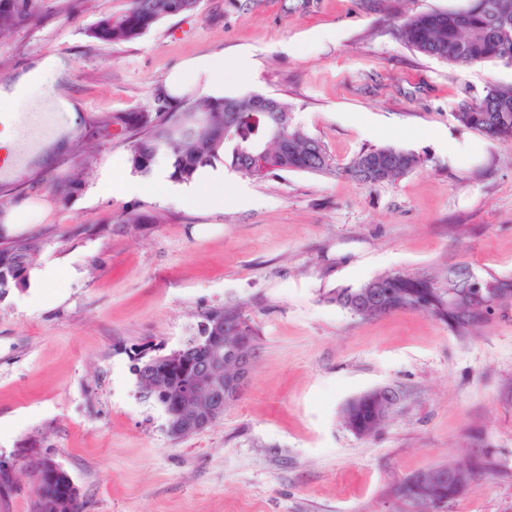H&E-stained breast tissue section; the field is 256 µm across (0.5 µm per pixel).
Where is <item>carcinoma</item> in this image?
<instances>
[{
    "mask_svg": "<svg viewBox=\"0 0 512 512\" xmlns=\"http://www.w3.org/2000/svg\"><path fill=\"white\" fill-rule=\"evenodd\" d=\"M198 4L199 0H127L123 10L102 17L88 35L107 45L129 43L165 18L195 11ZM42 17V0H0V36L33 27ZM398 36L415 51L451 65L490 61L512 65V0H469L463 9L413 15L401 23ZM259 98L261 94L252 93L210 101L186 95L172 104L159 97L154 111L123 112L112 118V124L130 133L128 162L141 174L150 173L160 156L169 159L171 177L182 181L220 158L236 171L256 178L288 171L336 173L321 142L293 124L287 105L277 100L276 111L257 112ZM252 117L264 130L258 140L238 133V127ZM455 119L488 138L512 142V85L490 88L479 102L455 113ZM260 152L264 153V167L249 168L250 158ZM419 164L415 154L384 146L360 152L341 173L378 186L397 181ZM39 252L36 238L0 235V289L24 281ZM327 299L361 319L416 311L446 322L455 335L468 337L512 312V280L491 274L485 278L484 288L475 292L449 275L442 283L429 273H391L357 288L333 290ZM221 322L224 335L236 337L240 350H259L257 328L241 306L227 304L204 316L179 354H158L138 362L137 382L145 397L154 399L166 412L176 411L179 398L201 376L209 360L207 340L217 335L215 327ZM368 395L366 391L357 396L342 410L344 425L359 437L370 436L381 427ZM492 466L488 452L451 464L470 470L473 477ZM31 478L32 512H80L78 494L70 487L66 471L41 476L33 472Z\"/></svg>",
    "mask_w": 512,
    "mask_h": 512,
    "instance_id": "1",
    "label": "carcinoma"
}]
</instances>
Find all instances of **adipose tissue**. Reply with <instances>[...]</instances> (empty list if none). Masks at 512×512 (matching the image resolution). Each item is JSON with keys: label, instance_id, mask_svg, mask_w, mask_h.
<instances>
[{"label": "adipose tissue", "instance_id": "ef3b65f1", "mask_svg": "<svg viewBox=\"0 0 512 512\" xmlns=\"http://www.w3.org/2000/svg\"><path fill=\"white\" fill-rule=\"evenodd\" d=\"M67 64L58 56H48L33 64L28 70L0 84V96L10 100L23 96V111L38 112L44 109L43 100L35 91L45 80H53L57 85L55 97L50 105L68 112H78L80 102L71 99L66 88ZM192 74L202 81L203 93L215 91L224 82V59L216 55H202L174 69L164 83V93L168 97L179 98L186 90L185 74ZM152 185L132 173L114 172L111 166L102 167L98 183L101 187L122 194H147L157 200L178 201L183 205H193L215 212L224 206V187L230 178L224 173V165L214 162L200 168L191 180L177 181L171 178L168 167L157 166Z\"/></svg>", "mask_w": 512, "mask_h": 512}]
</instances>
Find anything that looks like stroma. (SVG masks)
<instances>
[{"label":"stroma","instance_id":"35a3bbf8","mask_svg":"<svg viewBox=\"0 0 512 512\" xmlns=\"http://www.w3.org/2000/svg\"><path fill=\"white\" fill-rule=\"evenodd\" d=\"M46 2L38 26L0 38V82L66 58L82 110L49 159L0 177V205L50 202L28 234L40 258H73L82 275L58 281L54 304L29 302L20 286L0 292V457L21 467L0 512H31L22 467L35 453L69 473L82 512H405L392 496L400 482L485 451L497 469L444 512H512V407L500 397L512 318L460 338L419 312L362 320L324 299L387 273L512 277V143L454 117L512 85V66L457 68L396 35L407 16L468 0H200L119 45L87 30L126 0ZM243 53L257 67L225 72V95L287 102L336 167L380 146L413 152L419 167L378 187L339 174L244 175L249 196L225 191L214 213L91 194L101 166L128 161L124 136L98 134L113 116L153 108L169 73L195 57L229 67ZM447 141L481 150L452 164ZM86 159L91 175L61 198L56 185ZM129 212L146 223H122ZM227 303L258 328L259 357L221 419L174 437L134 364L145 345L181 347ZM381 385L400 387V405L376 435H354L343 407Z\"/></svg>","mask_w":512,"mask_h":512}]
</instances>
